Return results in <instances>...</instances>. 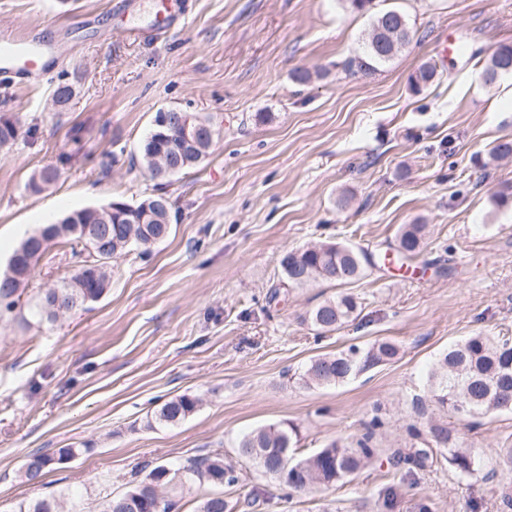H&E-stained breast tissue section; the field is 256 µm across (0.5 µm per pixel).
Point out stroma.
<instances>
[{
    "instance_id": "1",
    "label": "stroma",
    "mask_w": 512,
    "mask_h": 512,
    "mask_svg": "<svg viewBox=\"0 0 512 512\" xmlns=\"http://www.w3.org/2000/svg\"><path fill=\"white\" fill-rule=\"evenodd\" d=\"M388 9L406 14L413 40L374 75L347 74L373 12ZM1 26L38 30L54 52L40 77L0 80V117L19 129L0 149V271L17 227L155 193L138 154L155 112H200L221 134L203 164L166 184L170 236L115 260L101 300L54 323L32 316L38 293L76 269L58 244L0 313V512L50 493L83 508L122 491L137 465L206 453L235 463L240 481L224 496L237 512H380L388 485L394 512H512L502 461L512 413L412 408L449 346L512 337V206L492 199L512 188V160L488 162L493 143L512 138V102L482 81L490 53L512 45V0H374L369 12L349 0H0ZM425 65L436 76L414 90ZM297 68L310 82L293 80ZM61 80L74 93L56 107ZM46 167L57 180L28 190ZM405 224L427 227L420 256L344 289L362 310L342 329L318 339L307 320L344 291L332 283L288 287L268 304L285 252L325 241L379 250ZM377 340L398 356L346 383L290 379L313 357ZM182 394L199 398L193 415L148 427ZM376 416L375 457L330 487L291 493L236 456L238 439L264 425H297L311 455ZM430 420L479 449L478 474L439 454L422 470L392 465V449ZM61 448L78 454L28 483L27 456ZM254 496L260 506H247Z\"/></svg>"
}]
</instances>
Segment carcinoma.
<instances>
[{"label":"carcinoma","mask_w":512,"mask_h":512,"mask_svg":"<svg viewBox=\"0 0 512 512\" xmlns=\"http://www.w3.org/2000/svg\"><path fill=\"white\" fill-rule=\"evenodd\" d=\"M412 31L404 13L389 9L373 15L371 29L362 49L343 62L350 74L371 75L391 61L411 41ZM512 66V45H500L490 54L484 70V82L495 84ZM212 142L186 147L172 129L158 125L153 117L148 134L139 146L141 161L153 180L166 181L203 163L211 153ZM170 165L178 166L167 173ZM53 168H45L31 176L28 188L45 190L57 179ZM125 201L74 210L60 220L42 224L37 231L47 238L41 250L29 249L33 235H28L14 251L30 265H36L51 243L60 241L71 247L79 259V268L68 279L40 293L34 314L39 320L54 322L59 317L99 301L112 281V259L130 251L133 246L149 247L164 241L170 234L176 213L167 193L158 192L126 211ZM110 230L102 247L89 249L86 226ZM423 224H405L388 249L373 253L350 242H321L284 254L280 260L281 278L272 286L268 302L280 297V289L303 287L315 281L347 286L367 277L373 270L394 261L405 263L417 257L424 244ZM28 279L5 283L0 276V306L12 309L19 301ZM359 304L352 294L344 293L314 307L308 315L310 325L321 333L338 330L357 315ZM399 347L391 341H378L366 348L351 346L336 354L310 360L298 381L305 387L338 385L367 370L392 361ZM431 401L435 406L457 413H512V340L483 334L468 337L440 355L428 376ZM199 399L184 394L166 401L148 427L155 424L177 425L192 415ZM379 420H372L367 431L355 442L336 439L307 457L297 456L299 429L292 423L268 425L244 434L237 442L239 457L254 463L266 477L277 480L289 490H302L315 484L331 485L353 476L374 453L371 442ZM447 452L444 459L455 470L470 475L475 471L477 454L463 447L460 437L448 426L432 423L428 427L424 447L398 448L393 453L396 464L423 468L430 459L429 448ZM54 456L46 453L29 455L23 464L27 482H39ZM188 484L210 489L201 498L196 512H234L238 504L224 499V487L238 484V476L220 454L201 455L173 465L144 464L131 473L123 491L107 494L93 502L90 510L76 512H175L173 492ZM16 512H64L62 501L55 495L21 501Z\"/></svg>","instance_id":"carcinoma-1"}]
</instances>
